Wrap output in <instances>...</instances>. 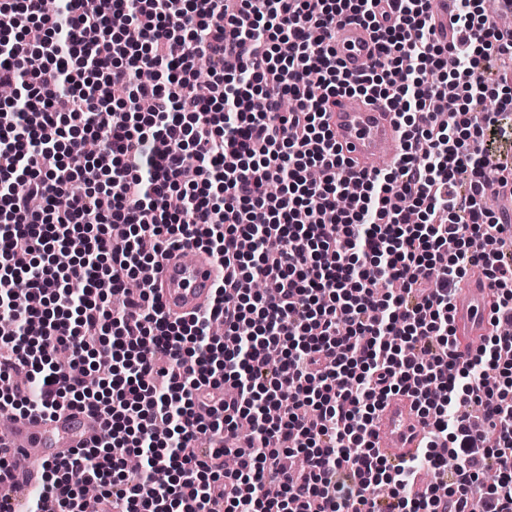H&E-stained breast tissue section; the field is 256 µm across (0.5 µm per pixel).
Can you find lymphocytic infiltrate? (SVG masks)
Returning a JSON list of instances; mask_svg holds the SVG:
<instances>
[{
	"label": "lymphocytic infiltrate",
	"mask_w": 512,
	"mask_h": 512,
	"mask_svg": "<svg viewBox=\"0 0 512 512\" xmlns=\"http://www.w3.org/2000/svg\"><path fill=\"white\" fill-rule=\"evenodd\" d=\"M30 2L0 0V85L24 93L0 106V410L76 406L106 427L43 469L40 497L84 512L91 483L100 512H512V336L463 359L452 320L479 266L493 324L512 322V224L484 206L488 185L512 196L494 152L512 136V28L480 0H457L444 40L432 0ZM347 20L377 50L356 76L331 46ZM341 94L394 112L396 164L350 173L328 123ZM199 246L226 275L207 311L170 319L146 272ZM397 394L430 428L418 493L373 441Z\"/></svg>",
	"instance_id": "f902f5d3"
}]
</instances>
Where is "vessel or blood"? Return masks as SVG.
Segmentation results:
<instances>
[{
    "mask_svg": "<svg viewBox=\"0 0 512 512\" xmlns=\"http://www.w3.org/2000/svg\"><path fill=\"white\" fill-rule=\"evenodd\" d=\"M332 46L339 62L350 72H363L374 60V42L361 23L337 26ZM329 123L354 175L371 173L380 160H396L402 149V129L394 113L366 97H336ZM220 276L213 258L200 249L174 252L151 274L164 311L172 317L208 308ZM491 301L483 275L471 274L454 301L459 352H466L474 338L484 333ZM373 430L380 455L395 466L410 462L426 445L427 427L406 397L388 401ZM101 434L99 421L77 408L59 410L48 421L13 419L6 442L12 454L13 478L8 484L12 512H24L27 491L38 482L42 467L67 460L71 449L89 445Z\"/></svg>",
    "mask_w": 512,
    "mask_h": 512,
    "instance_id": "vessel-or-blood-1",
    "label": "vessel or blood"
}]
</instances>
